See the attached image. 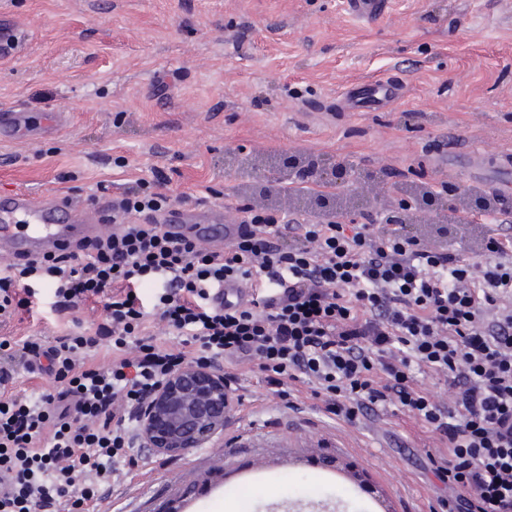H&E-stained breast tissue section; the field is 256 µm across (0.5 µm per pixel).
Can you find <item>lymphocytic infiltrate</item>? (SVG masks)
Wrapping results in <instances>:
<instances>
[{"mask_svg":"<svg viewBox=\"0 0 512 512\" xmlns=\"http://www.w3.org/2000/svg\"><path fill=\"white\" fill-rule=\"evenodd\" d=\"M135 180L108 197L107 223L77 249L0 262V325L53 289L70 316L54 339L0 338V512H95L112 466L134 446V421L187 363L239 357L274 395L310 386L327 413L401 407L438 441L436 474L450 512H512V236L489 230L480 249L425 238L418 218L384 210L342 220L295 210L294 187L256 201L223 250L176 239L157 218L204 197ZM252 290L221 307L225 283ZM160 285L153 306L137 290ZM100 306L84 324L75 311ZM179 336L183 349L158 344ZM448 380L450 400L418 376ZM53 390L16 389L21 375Z\"/></svg>","mask_w":512,"mask_h":512,"instance_id":"obj_1","label":"lymphocytic infiltrate"}]
</instances>
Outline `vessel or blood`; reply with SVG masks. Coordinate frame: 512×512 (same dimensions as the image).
Instances as JSON below:
<instances>
[{"label": "vessel or blood", "instance_id": "b4317fda", "mask_svg": "<svg viewBox=\"0 0 512 512\" xmlns=\"http://www.w3.org/2000/svg\"><path fill=\"white\" fill-rule=\"evenodd\" d=\"M389 4L390 0H341L348 14L369 23L381 19ZM402 91V85L392 80H364L350 85L342 100L351 111L383 110ZM63 124V118L58 115L35 126L28 113H0V138L20 139L38 131L49 135ZM98 215V210L63 200L53 193L35 198L27 192H18L0 199V249L12 255L55 251L61 245L94 237L99 230ZM161 221L172 234L197 237L217 249L223 248L235 230L234 225L225 223L223 209L212 207L174 210L162 216Z\"/></svg>", "mask_w": 512, "mask_h": 512}]
</instances>
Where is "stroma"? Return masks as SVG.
<instances>
[{"label":"stroma","mask_w":512,"mask_h":512,"mask_svg":"<svg viewBox=\"0 0 512 512\" xmlns=\"http://www.w3.org/2000/svg\"><path fill=\"white\" fill-rule=\"evenodd\" d=\"M340 0H0L21 28L0 58V108L68 113L58 133L0 141V197L51 190L89 201L159 169L169 193L249 195L230 158L310 155L353 172L422 165L447 179L453 207L476 187L512 198V0H394L379 22ZM370 77L407 91L380 112H344L345 87ZM42 288L5 331L60 333ZM433 435L390 408L354 421L308 386L268 394L244 378L224 432L175 456L133 448L99 512H448L429 458Z\"/></svg>","instance_id":"35a3bbf8"}]
</instances>
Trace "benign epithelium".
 Here are the masks:
<instances>
[{"instance_id": "1", "label": "benign epithelium", "mask_w": 512, "mask_h": 512, "mask_svg": "<svg viewBox=\"0 0 512 512\" xmlns=\"http://www.w3.org/2000/svg\"><path fill=\"white\" fill-rule=\"evenodd\" d=\"M231 403L223 376L186 365L168 378L143 410L139 419L142 447L169 456L206 448L224 432Z\"/></svg>"}]
</instances>
